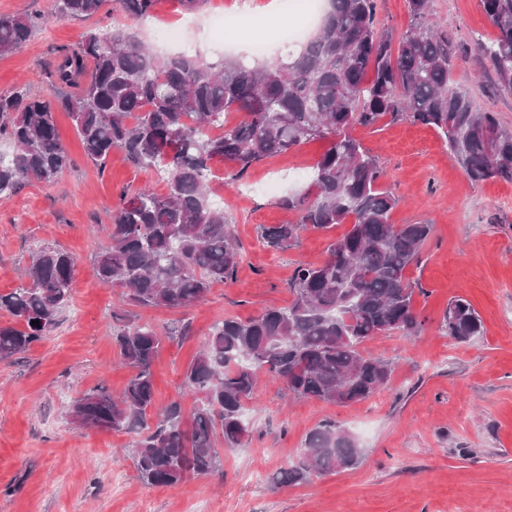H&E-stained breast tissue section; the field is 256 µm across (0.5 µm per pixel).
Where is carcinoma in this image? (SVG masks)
I'll return each instance as SVG.
<instances>
[{
  "instance_id": "obj_1",
  "label": "carcinoma",
  "mask_w": 512,
  "mask_h": 512,
  "mask_svg": "<svg viewBox=\"0 0 512 512\" xmlns=\"http://www.w3.org/2000/svg\"><path fill=\"white\" fill-rule=\"evenodd\" d=\"M105 0H55L61 19H86ZM125 13L150 15L156 0H119ZM495 29L475 44L497 87L512 92V0H481ZM411 26L392 42L376 25V0H329L313 36L271 62L198 54L157 56L123 28L89 31L61 50L50 76L56 89L38 96L22 86L0 91V199L29 182H50L73 159L62 144L54 113L74 122L85 155L104 163L121 150L135 165L156 167L167 192L143 188L120 194L107 228L110 244L96 256L99 283L124 290L142 306L187 308L216 282H228L242 259L224 214L211 199L210 163L219 158L243 178L266 158L327 139L311 166L304 192L282 200L297 221L260 226L262 244L285 252L310 228L348 230L318 265L300 264L288 283L292 301L247 320L226 318L212 330L184 373L183 386L199 396L191 428L181 404H156L152 366L163 337L149 326L120 333V356L133 371L115 396L100 383L69 408L85 428L125 431L141 483L174 486L191 475L221 470L216 446L237 448L249 437L245 405L259 375L284 383L288 393L328 403L365 400L390 382L391 365L366 356L360 345L381 334L416 336L415 287L405 270L418 262L430 224H394L398 198L378 188L384 171L354 138L357 124L405 116L436 130L467 177L512 182V129L492 112L474 110L467 91L451 78L448 29L429 22L432 0H407ZM41 24L30 16L0 14V57L19 49ZM230 112L242 120L225 125ZM222 129L213 135L210 130ZM75 262L56 247L33 252L26 284L0 293V361L40 342L71 296ZM38 321L32 325V321ZM441 328L456 340L483 335L471 303H448ZM363 449L345 429L326 422L313 429L297 459L273 475L279 486L310 482L360 463Z\"/></svg>"
}]
</instances>
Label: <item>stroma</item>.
<instances>
[{
  "label": "stroma",
  "instance_id": "1",
  "mask_svg": "<svg viewBox=\"0 0 512 512\" xmlns=\"http://www.w3.org/2000/svg\"><path fill=\"white\" fill-rule=\"evenodd\" d=\"M54 0H0V14L45 17L18 51L0 57V91L27 86L46 96L48 70L61 47L84 33L122 27L166 54L157 30L190 21L186 41L207 59L251 49L265 35L264 20L283 17L280 0H208L184 15L180 0H156L152 22L127 17L117 0L84 20L54 15ZM249 19L232 40L218 41L213 14ZM432 23L448 27L455 46L453 78L475 109L496 113L512 128V92L499 91L472 48L494 37L481 0H433ZM61 141L74 160L54 182H31L0 200V293L24 282L33 250L53 245L76 266L72 296L58 324L21 359L0 362V512H512V210L501 198L512 183H473L437 132L408 119L384 118L352 131L376 155L383 189L399 199L396 224L430 223L417 264L405 275L416 288L419 335H380L364 354L392 366L388 386L370 398L336 405L292 398L279 383H261L245 419L243 447L222 449L223 474L178 486L142 484L125 446L132 434L87 429L68 416L73 400L98 383L120 392L131 375L118 335L129 324L163 335L153 364L159 405L197 404L183 389L184 372L227 317L258 316L292 299L288 281L298 264H319L328 244L346 232L339 224L308 230L296 248L275 252L258 240L263 224L294 214L279 200L298 187L297 171L315 164L327 147L313 141L253 166L240 181L222 167L214 194L224 199L243 260L231 282L213 284L206 301L169 310L131 304L121 288L101 285L95 256L106 245L98 226L110 223L120 192L148 186L165 193L155 171L137 168L116 150L105 165L91 162L69 115L56 113ZM467 299L480 315L483 336L459 342L441 329L449 300ZM331 421L363 450L354 468L288 487L271 483L294 461L309 432Z\"/></svg>",
  "mask_w": 512,
  "mask_h": 512
}]
</instances>
